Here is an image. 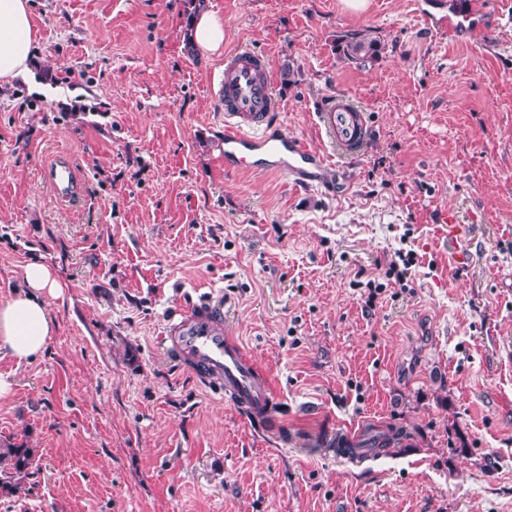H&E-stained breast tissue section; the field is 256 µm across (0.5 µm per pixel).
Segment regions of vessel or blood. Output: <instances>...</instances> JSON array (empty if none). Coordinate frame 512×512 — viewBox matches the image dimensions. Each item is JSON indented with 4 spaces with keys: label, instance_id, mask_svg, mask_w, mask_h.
I'll return each instance as SVG.
<instances>
[{
    "label": "vessel or blood",
    "instance_id": "obj_1",
    "mask_svg": "<svg viewBox=\"0 0 512 512\" xmlns=\"http://www.w3.org/2000/svg\"><path fill=\"white\" fill-rule=\"evenodd\" d=\"M420 15L452 36L465 24L480 20L483 11L457 9L438 17L424 9ZM218 95L224 109L225 171L278 174L296 183L325 184L327 154L285 135L277 126L280 100L266 52L241 47L226 55ZM316 117L333 152L359 151L366 136L365 118L350 99L329 97L318 106ZM46 177L62 199H70L78 188L70 161H52ZM159 344L208 393L238 407L257 426L267 425L276 401L274 385L242 339L225 330L221 303L206 300L175 311Z\"/></svg>",
    "mask_w": 512,
    "mask_h": 512
}]
</instances>
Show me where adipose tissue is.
Segmentation results:
<instances>
[{
    "label": "adipose tissue",
    "mask_w": 512,
    "mask_h": 512,
    "mask_svg": "<svg viewBox=\"0 0 512 512\" xmlns=\"http://www.w3.org/2000/svg\"><path fill=\"white\" fill-rule=\"evenodd\" d=\"M35 34L28 0H0V81L28 76ZM64 284L42 263L24 268L23 285L0 302V357L28 362L41 355L57 322L45 301Z\"/></svg>",
    "instance_id": "adipose-tissue-1"
}]
</instances>
